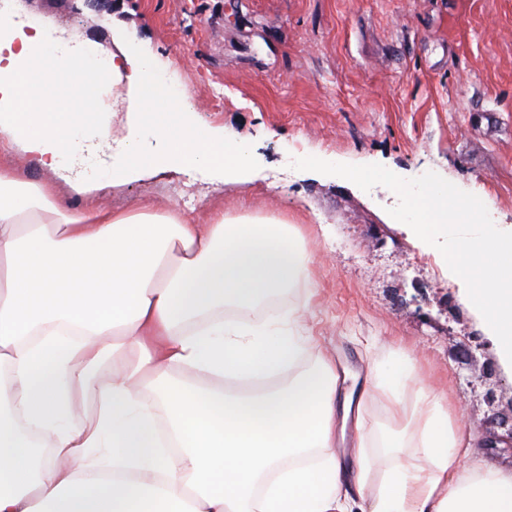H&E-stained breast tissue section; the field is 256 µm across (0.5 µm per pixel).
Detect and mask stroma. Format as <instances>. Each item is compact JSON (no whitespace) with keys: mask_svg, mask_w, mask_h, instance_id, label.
<instances>
[{"mask_svg":"<svg viewBox=\"0 0 512 512\" xmlns=\"http://www.w3.org/2000/svg\"><path fill=\"white\" fill-rule=\"evenodd\" d=\"M13 7L79 34L97 59L124 49L148 60L198 123L248 146L254 173L223 182L164 169L114 182L91 154L84 177L103 188L87 193L17 148L0 149V166L53 185L73 210L147 201L202 224L222 211L299 225L318 284L305 329L343 374L338 400L359 403L364 423L347 428L337 456L360 442L382 455V435L403 430L364 389L370 371L410 357L408 420L428 391L445 393L470 450L462 466L512 473V368L442 254L389 215L390 189L287 165L314 156L407 179L434 172L511 229L512 0H114L103 16L75 0Z\"/></svg>","mask_w":512,"mask_h":512,"instance_id":"obj_1","label":"stroma"}]
</instances>
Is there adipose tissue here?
<instances>
[{
    "mask_svg": "<svg viewBox=\"0 0 512 512\" xmlns=\"http://www.w3.org/2000/svg\"><path fill=\"white\" fill-rule=\"evenodd\" d=\"M0 12V138L80 182L86 127L81 44L36 36L13 48ZM98 76L126 88L133 128L109 164L122 179L159 167L246 173L248 147L193 122L142 59ZM147 130L164 144L145 151ZM295 225L172 206L70 211L51 186L0 167V512H353L376 457H336L335 365L306 361L305 306L256 316L273 295L313 288ZM405 362L369 390L406 418ZM95 405L93 420L81 411ZM49 449L35 456L36 435ZM390 465L370 512H512V474L462 472L466 449L432 395L412 436L388 433Z\"/></svg>",
    "mask_w": 512,
    "mask_h": 512,
    "instance_id": "ef3b65f1",
    "label": "adipose tissue"
}]
</instances>
